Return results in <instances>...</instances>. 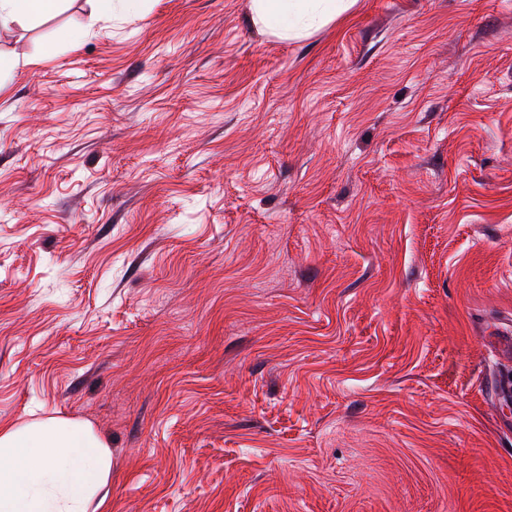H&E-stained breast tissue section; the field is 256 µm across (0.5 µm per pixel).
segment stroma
<instances>
[{"label":"stroma","instance_id":"1","mask_svg":"<svg viewBox=\"0 0 512 512\" xmlns=\"http://www.w3.org/2000/svg\"><path fill=\"white\" fill-rule=\"evenodd\" d=\"M0 423L99 512H512V0H88L0 30ZM147 0H93L95 13L100 17H109L114 11L136 13ZM351 0H252L255 16L263 23H283L277 26L282 35H290L298 25H322L345 13ZM111 478L110 445L88 422L0 425V512H89Z\"/></svg>","mask_w":512,"mask_h":512}]
</instances>
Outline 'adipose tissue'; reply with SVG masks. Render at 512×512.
Instances as JSON below:
<instances>
[{
    "label": "adipose tissue",
    "mask_w": 512,
    "mask_h": 512,
    "mask_svg": "<svg viewBox=\"0 0 512 512\" xmlns=\"http://www.w3.org/2000/svg\"><path fill=\"white\" fill-rule=\"evenodd\" d=\"M65 0H0V28L33 24ZM352 0H252L283 35L345 13ZM112 478V451L90 423L47 417L0 425V512H89Z\"/></svg>",
    "instance_id": "1"
}]
</instances>
